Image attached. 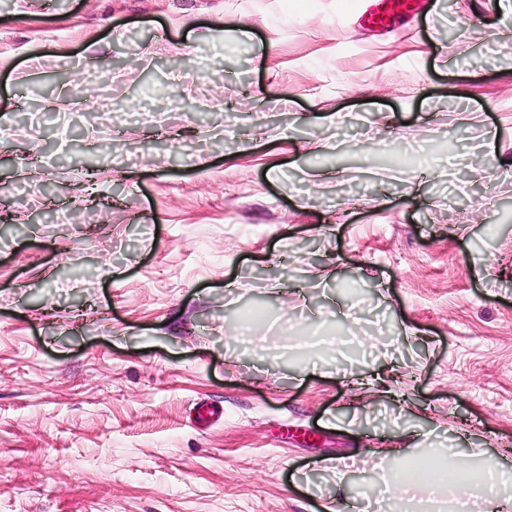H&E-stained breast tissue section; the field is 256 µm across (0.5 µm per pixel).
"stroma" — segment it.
Here are the masks:
<instances>
[{
	"label": "stroma",
	"mask_w": 512,
	"mask_h": 512,
	"mask_svg": "<svg viewBox=\"0 0 512 512\" xmlns=\"http://www.w3.org/2000/svg\"><path fill=\"white\" fill-rule=\"evenodd\" d=\"M356 11L0 0V512H362L368 449L442 438L512 472V0ZM357 15L361 29L386 34L395 30L401 19L412 18L428 9L430 0H361Z\"/></svg>",
	"instance_id": "1"
}]
</instances>
